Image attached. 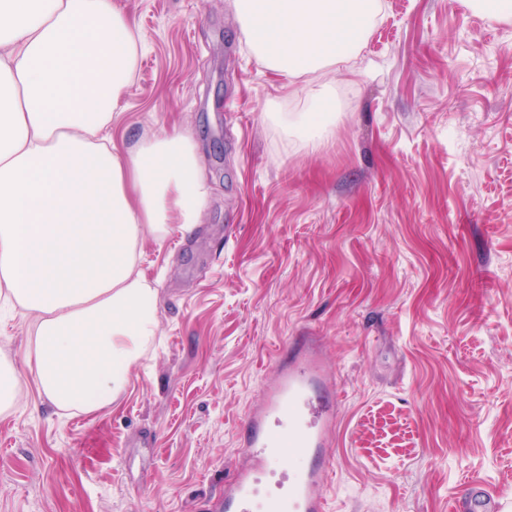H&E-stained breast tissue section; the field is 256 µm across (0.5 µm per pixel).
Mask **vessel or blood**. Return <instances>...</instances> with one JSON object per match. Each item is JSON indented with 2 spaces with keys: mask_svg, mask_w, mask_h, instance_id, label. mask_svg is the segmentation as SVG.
<instances>
[{
  "mask_svg": "<svg viewBox=\"0 0 512 512\" xmlns=\"http://www.w3.org/2000/svg\"><path fill=\"white\" fill-rule=\"evenodd\" d=\"M333 366L317 341L297 337L266 384L263 400L244 420V463L224 485V512H327L324 454L339 400ZM465 512H503L479 488Z\"/></svg>",
  "mask_w": 512,
  "mask_h": 512,
  "instance_id": "vessel-or-blood-1",
  "label": "vessel or blood"
}]
</instances>
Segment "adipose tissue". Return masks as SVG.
<instances>
[{"label":"adipose tissue","instance_id":"adipose-tissue-1","mask_svg":"<svg viewBox=\"0 0 512 512\" xmlns=\"http://www.w3.org/2000/svg\"><path fill=\"white\" fill-rule=\"evenodd\" d=\"M256 60L288 79L338 72L381 0H232ZM141 34L118 0H0V302L29 318L25 362L60 413L95 415L157 334V290L136 269L145 236L198 224L206 197L182 132L117 144L108 128ZM332 81L309 112H272L318 139Z\"/></svg>","mask_w":512,"mask_h":512}]
</instances>
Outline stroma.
Wrapping results in <instances>:
<instances>
[{
	"mask_svg": "<svg viewBox=\"0 0 512 512\" xmlns=\"http://www.w3.org/2000/svg\"><path fill=\"white\" fill-rule=\"evenodd\" d=\"M140 30L116 135L178 129L206 197L191 231L145 239L156 344L98 415H59L20 366L0 414V512H224L239 432L293 337L341 385L329 512H451L482 480L512 492V20L468 0H382L336 120L303 111L247 49L228 0H119ZM333 91L334 84L332 79H328L316 86L308 87L306 99L311 102H317L322 106L310 112H295V124L309 134V139L313 144L332 122L333 115L324 109L323 103L332 95Z\"/></svg>",
	"mask_w": 512,
	"mask_h": 512,
	"instance_id": "obj_1",
	"label": "stroma"
}]
</instances>
